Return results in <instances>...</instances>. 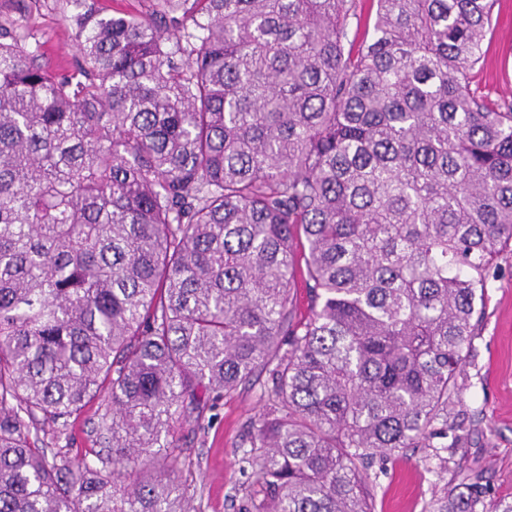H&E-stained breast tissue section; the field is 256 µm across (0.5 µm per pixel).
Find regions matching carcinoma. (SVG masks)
Returning a JSON list of instances; mask_svg holds the SVG:
<instances>
[{
	"mask_svg": "<svg viewBox=\"0 0 512 512\" xmlns=\"http://www.w3.org/2000/svg\"><path fill=\"white\" fill-rule=\"evenodd\" d=\"M59 2L72 74L0 35V512H190L173 420L262 376L236 512H372V461L457 447L512 247L492 0ZM94 399L93 461L31 447ZM460 476L424 512H512ZM97 7L105 14L121 12L129 15H141L149 11L151 0H95Z\"/></svg>",
	"mask_w": 512,
	"mask_h": 512,
	"instance_id": "carcinoma-1",
	"label": "carcinoma"
}]
</instances>
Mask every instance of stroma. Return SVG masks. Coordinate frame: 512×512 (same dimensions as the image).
<instances>
[{
    "label": "stroma",
    "mask_w": 512,
    "mask_h": 512,
    "mask_svg": "<svg viewBox=\"0 0 512 512\" xmlns=\"http://www.w3.org/2000/svg\"><path fill=\"white\" fill-rule=\"evenodd\" d=\"M0 25L28 50L39 51L54 75L72 73L75 31L57 0H0ZM484 50L481 66L473 71L474 86L491 102L512 100V0H495ZM460 382L455 420L462 429L454 457L483 470L491 499L511 498L512 252L503 253L492 269L473 357ZM260 395V385H243L218 401L202 402L192 418L174 420V478L192 512H233L231 501L241 498L248 481L241 458L250 449L246 427L262 411ZM97 409V403L88 404L60 435L51 427L35 426L32 443L63 450L75 462L91 459ZM425 454V449L410 448L374 465V512H423L426 502L452 480V471L431 468Z\"/></svg>",
    "instance_id": "1"
}]
</instances>
